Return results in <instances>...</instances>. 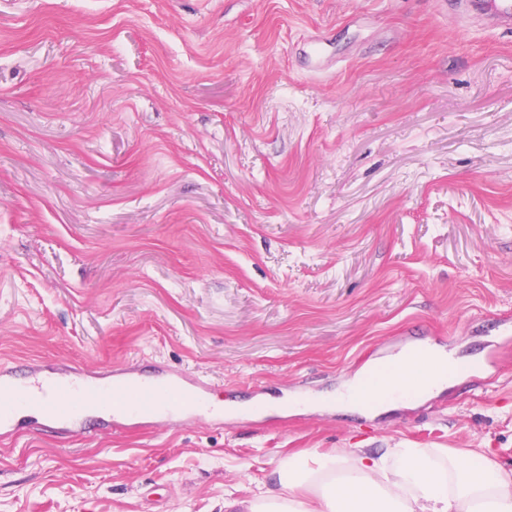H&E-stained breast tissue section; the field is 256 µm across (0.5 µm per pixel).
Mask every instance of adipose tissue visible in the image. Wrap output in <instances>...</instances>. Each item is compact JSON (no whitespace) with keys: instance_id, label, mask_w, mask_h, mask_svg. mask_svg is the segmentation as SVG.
Wrapping results in <instances>:
<instances>
[{"instance_id":"1","label":"adipose tissue","mask_w":512,"mask_h":512,"mask_svg":"<svg viewBox=\"0 0 512 512\" xmlns=\"http://www.w3.org/2000/svg\"><path fill=\"white\" fill-rule=\"evenodd\" d=\"M397 361L407 376H380L371 395L390 409L410 399L413 388L430 395L455 380V364L437 349ZM278 490L248 498L228 497L224 512H512V470L494 461L479 468L445 448L403 444L378 456L353 448L335 454L299 452L275 471Z\"/></svg>"}]
</instances>
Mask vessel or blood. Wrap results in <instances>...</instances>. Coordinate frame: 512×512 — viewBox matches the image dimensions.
<instances>
[{
    "mask_svg": "<svg viewBox=\"0 0 512 512\" xmlns=\"http://www.w3.org/2000/svg\"><path fill=\"white\" fill-rule=\"evenodd\" d=\"M483 7L494 22L512 25V0H485ZM134 375V368L117 369L111 382L99 383L93 373L78 367L28 362L0 368V400L13 409L12 414H0V438L15 435L23 422L40 419L58 421V433L67 436L116 431L129 421L163 419L165 406L171 402L208 419L214 410L206 392L223 390L218 383L205 391L187 387L182 376L140 383Z\"/></svg>",
    "mask_w": 512,
    "mask_h": 512,
    "instance_id": "obj_1",
    "label": "vessel or blood"
}]
</instances>
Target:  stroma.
Listing matches in <instances>:
<instances>
[{"mask_svg": "<svg viewBox=\"0 0 512 512\" xmlns=\"http://www.w3.org/2000/svg\"><path fill=\"white\" fill-rule=\"evenodd\" d=\"M334 30L331 67L298 60ZM410 347L458 380L336 392ZM162 363L222 420L0 439V512H224L288 455L512 469V28L440 0H0V364ZM362 384L363 380L354 379L346 383L343 389L337 390L335 394L321 399L306 400L302 403L304 406H335L344 411H356L361 402V399L356 396V389Z\"/></svg>", "mask_w": 512, "mask_h": 512, "instance_id": "35a3bbf8", "label": "stroma"}]
</instances>
